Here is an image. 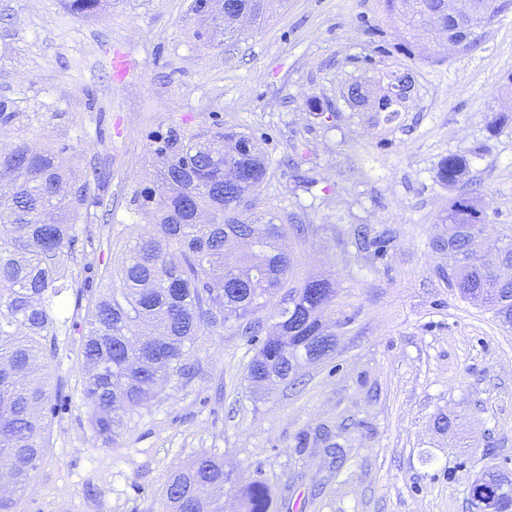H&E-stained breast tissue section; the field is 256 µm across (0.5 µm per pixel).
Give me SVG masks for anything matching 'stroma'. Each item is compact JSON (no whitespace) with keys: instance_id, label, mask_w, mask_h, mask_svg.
Wrapping results in <instances>:
<instances>
[{"instance_id":"stroma-1","label":"stroma","mask_w":512,"mask_h":512,"mask_svg":"<svg viewBox=\"0 0 512 512\" xmlns=\"http://www.w3.org/2000/svg\"><path fill=\"white\" fill-rule=\"evenodd\" d=\"M191 3L112 0L77 17L64 0H0V101L14 113L0 148L49 147L74 177L99 172L92 190L112 212L77 245L69 267L81 282L146 231L135 197L156 135H254L270 160L260 209L304 228L288 240L294 282L324 277L336 290L335 349L298 381L253 392L271 303L251 323L205 332L197 377L166 388L105 448L79 406L71 326L43 369L64 389L17 512H162L169 476L201 455L259 476L275 512H469L475 476L512 459V327L449 287L440 218L455 194L483 196L487 265L512 234V11L477 50L451 52L406 30L384 0H275L237 42ZM116 55L127 73H111ZM387 70L412 73L409 111L343 108L350 83ZM313 96L340 106L335 125L307 111ZM451 154L468 159L453 190L436 177ZM323 424L337 453L313 446Z\"/></svg>"}]
</instances>
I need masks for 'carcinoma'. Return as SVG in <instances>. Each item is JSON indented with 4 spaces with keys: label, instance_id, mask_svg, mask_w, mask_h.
Masks as SVG:
<instances>
[{
    "label": "carcinoma",
    "instance_id": "obj_1",
    "mask_svg": "<svg viewBox=\"0 0 512 512\" xmlns=\"http://www.w3.org/2000/svg\"><path fill=\"white\" fill-rule=\"evenodd\" d=\"M387 10L409 29L448 28L444 0H385ZM269 0H224V38L241 31L231 20L269 16ZM101 0H68L76 16L97 11ZM389 71L366 93L347 87L353 109L402 112L409 98L391 90ZM153 186L137 215L152 225L132 232L123 254L105 269L98 293L79 286L68 262L78 240L77 223L103 205L88 180L72 179L58 152L16 145L0 154V474L10 491L0 512H16L15 496L29 486L47 451L49 393L38 380V359H55L67 294L75 295L82 332L77 350L84 367L80 406L88 428L112 446L131 418L163 387L186 384L198 373L191 360L204 331L247 321L266 307L287 280L292 262L281 241L288 225L271 211L237 208L236 197L257 199L269 160L261 141L235 130L209 139L171 127L156 138ZM467 170L459 154L443 159L439 181L450 187ZM484 205L465 196L448 202L442 221L448 236V282L458 294L488 306L512 325V288L498 287V272L475 264L477 224ZM336 297L324 279L288 288V302L256 348L247 380L260 389L283 381L304 363L328 356L335 335L322 322ZM242 512H268L271 492L257 477L224 471V463L201 456L175 471L165 490V512H224V487ZM475 512H512V477L495 467L469 487Z\"/></svg>",
    "mask_w": 512,
    "mask_h": 512
}]
</instances>
